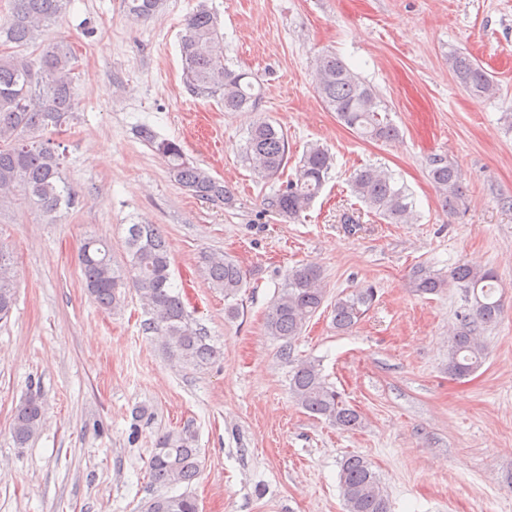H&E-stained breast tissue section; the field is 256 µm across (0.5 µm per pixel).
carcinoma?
I'll return each mask as SVG.
<instances>
[{
	"label": "carcinoma",
	"instance_id": "obj_1",
	"mask_svg": "<svg viewBox=\"0 0 512 512\" xmlns=\"http://www.w3.org/2000/svg\"><path fill=\"white\" fill-rule=\"evenodd\" d=\"M70 0H11V11L0 17V47L36 46L32 58L0 50V194L21 196L30 209L47 218L75 206L76 190L65 174L62 158L43 139L50 127L66 125L76 111L74 98L75 56L63 41L44 42L45 33L66 14ZM160 0H125L128 16L144 21L155 14ZM180 50L183 80L197 96L215 99L224 111L240 112L258 107L261 86L254 74L226 64L222 38L214 14L201 6L183 23ZM448 69L456 83L476 98H493L498 88L492 75L475 58L458 52L448 58ZM314 86L325 107L362 138L390 142L400 132L387 117L384 103L374 89L346 65L336 53L327 51L315 61ZM143 142L167 161L170 174L192 195L215 206L230 207L234 196L224 182L212 176L184 153L175 141L159 137L151 128L139 129ZM245 159L257 176L272 181L288 166V137L269 121H259L248 132L243 147ZM333 166L327 149L312 145L304 152L296 173L286 185L263 199L265 209L289 220L307 212L320 193ZM429 178L447 212L458 209L463 194L457 170L441 159L433 160ZM353 194L391 224L413 219L412 202L405 186L389 172L364 166L351 176ZM126 260L112 259V248L103 239L88 236L78 251V263L85 288L98 305L118 310L125 289L132 288L149 307L151 325L164 336L165 348L189 363L203 365L217 354L207 343L206 332L193 322L180 293L171 280V251L155 224H131L125 237ZM202 264L210 287L234 299L243 288L239 265L222 255L203 254ZM455 285L469 298L467 312L449 340L448 375L465 378L477 371L486 358L480 330L495 324L501 315L495 298L497 276L489 267L458 264L444 278L425 267L413 271V288L433 294ZM17 286L13 255L0 244V320L6 319L16 303ZM374 300L370 288L336 297L331 309L337 331H350ZM326 301L320 272L312 265L288 269L284 284L268 314V335L283 341L281 357L290 358L292 341L319 312ZM289 392L307 412L342 429L360 424L359 413L323 378L317 366L301 362L289 375ZM45 418V405L38 392H28L15 408L12 438L24 447L38 432ZM200 449L196 435L188 428L157 436L148 461L154 484L171 488L184 486L178 495L158 494L142 506V512H199L192 483L200 474ZM339 483L345 512H388L381 482L371 463L352 454L340 465Z\"/></svg>",
	"mask_w": 512,
	"mask_h": 512
}]
</instances>
